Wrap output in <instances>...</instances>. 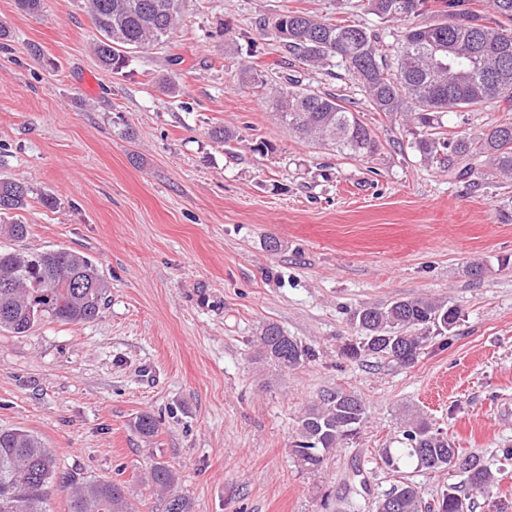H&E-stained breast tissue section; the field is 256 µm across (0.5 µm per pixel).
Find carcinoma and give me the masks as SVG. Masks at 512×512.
Wrapping results in <instances>:
<instances>
[{
    "mask_svg": "<svg viewBox=\"0 0 512 512\" xmlns=\"http://www.w3.org/2000/svg\"><path fill=\"white\" fill-rule=\"evenodd\" d=\"M183 0H83L99 38L93 51L102 66L119 73L129 55L145 54L168 42L178 29ZM495 14L459 8V0H365L362 8L379 23L416 18L434 10L441 20L408 25L399 34L373 29L345 18H323L302 11L278 15L270 35L301 69L347 73L375 112L409 120L410 148L424 163H439L465 173L480 164L491 175L512 178V122L494 124L475 135L449 138L443 116L494 101L512 111V0H487ZM396 37L389 44L386 37ZM247 81L266 90L276 119L301 139L354 157L378 150L375 133L344 98L304 86L299 80L259 64L244 69ZM33 191L25 182L0 179V235L22 240L28 225L2 223L4 216L28 206ZM107 284L88 256L65 248L44 251L0 250V331L25 336L43 321L86 323L96 320ZM357 337L340 356L356 361L385 356L414 364L428 340L412 330L433 327L443 335L456 327L460 312L445 301L415 297L386 305H362L352 313ZM257 357L285 371L311 357L276 323H267L254 339ZM367 418L357 396L342 389L328 392L301 417L296 455L317 469L343 441L355 436ZM402 448H381L379 458L400 475L398 483L376 501V512H472L474 499L490 500L499 484L475 456L459 449L420 414L401 423ZM462 466L463 485L451 483L436 502L423 501L406 469L439 471L448 461ZM68 489V512H132L128 488L121 481L60 475L59 463L42 440L21 429L0 431V512H46L50 488ZM155 488L166 493L176 474L158 462L151 471Z\"/></svg>",
    "mask_w": 512,
    "mask_h": 512,
    "instance_id": "cac0c4a2",
    "label": "carcinoma"
}]
</instances>
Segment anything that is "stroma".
<instances>
[{
	"label": "stroma",
	"instance_id": "35a3bbf8",
	"mask_svg": "<svg viewBox=\"0 0 512 512\" xmlns=\"http://www.w3.org/2000/svg\"><path fill=\"white\" fill-rule=\"evenodd\" d=\"M287 11L377 23L358 0H184L172 42L115 74L91 50L79 0H46L38 16L0 0V177L57 199L21 212L23 245L83 253L107 283L96 321L0 331V429L38 436L65 470L123 481L133 512H163L158 462L193 512H374L398 479L378 451L396 447L410 412L512 471V180L421 163L401 121L346 76L304 74L352 102L375 155L288 132L242 74L283 60L261 24ZM507 120L485 103L444 122L456 136ZM224 126L238 140L211 137ZM259 139L274 152L254 154ZM421 296L461 317L414 365L340 357L355 309ZM267 322L310 361H256L251 338ZM339 388L367 420L308 469L294 452L301 417ZM145 413L158 421L148 438L134 427Z\"/></svg>",
	"mask_w": 512,
	"mask_h": 512
}]
</instances>
